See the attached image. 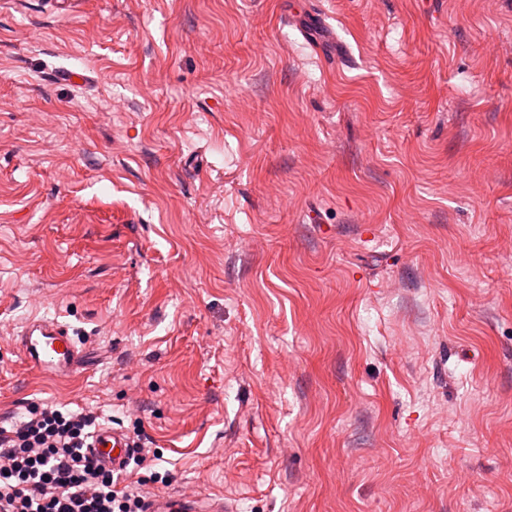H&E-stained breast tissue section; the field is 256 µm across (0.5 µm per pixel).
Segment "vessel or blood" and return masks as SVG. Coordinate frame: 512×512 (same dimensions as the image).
<instances>
[{"instance_id": "b4317fda", "label": "vessel or blood", "mask_w": 512, "mask_h": 512, "mask_svg": "<svg viewBox=\"0 0 512 512\" xmlns=\"http://www.w3.org/2000/svg\"><path fill=\"white\" fill-rule=\"evenodd\" d=\"M18 337L28 365L36 371L65 378L87 366L86 349L78 345L69 327L57 320L31 317ZM130 446V437L110 426L99 428L92 444L100 463L115 471L122 469ZM144 512H235V507L224 500L165 495L147 498Z\"/></svg>"}]
</instances>
